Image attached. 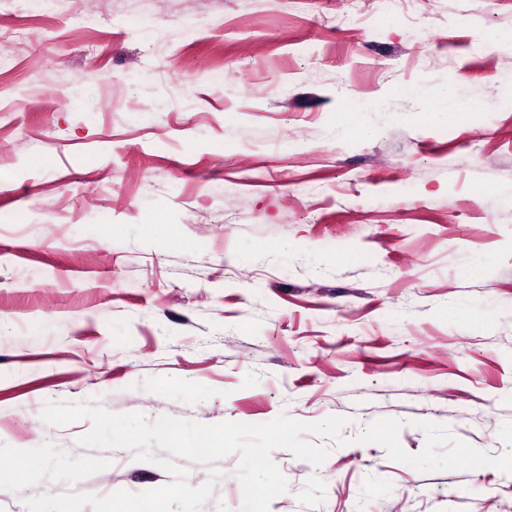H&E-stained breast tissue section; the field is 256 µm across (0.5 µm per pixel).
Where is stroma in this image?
<instances>
[{
    "label": "stroma",
    "instance_id": "1",
    "mask_svg": "<svg viewBox=\"0 0 512 512\" xmlns=\"http://www.w3.org/2000/svg\"><path fill=\"white\" fill-rule=\"evenodd\" d=\"M99 14L97 33L77 15ZM346 0H0V512L38 495L173 482L127 449L81 445L52 402L215 424L346 418L284 448L269 512H512L491 466L420 472L377 443L424 422L496 457L512 422V0H420L336 31ZM420 84L423 96L407 94ZM488 107L432 118L446 90ZM389 98L336 137L345 97ZM36 482H21L27 465ZM242 512L238 455L178 459ZM218 479H211V471Z\"/></svg>",
    "mask_w": 512,
    "mask_h": 512
}]
</instances>
